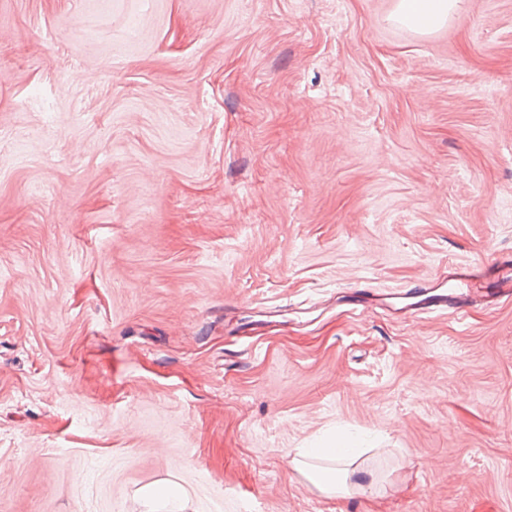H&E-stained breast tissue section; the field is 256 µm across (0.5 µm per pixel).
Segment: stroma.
Masks as SVG:
<instances>
[{
    "instance_id": "stroma-1",
    "label": "stroma",
    "mask_w": 512,
    "mask_h": 512,
    "mask_svg": "<svg viewBox=\"0 0 512 512\" xmlns=\"http://www.w3.org/2000/svg\"><path fill=\"white\" fill-rule=\"evenodd\" d=\"M0 0V512H512V0ZM355 440L326 497L289 454ZM463 0H397L391 19L428 35L454 18ZM145 506L148 512L169 509L167 512H185L186 503L182 490L174 483L168 481L157 482L148 486L143 493Z\"/></svg>"
}]
</instances>
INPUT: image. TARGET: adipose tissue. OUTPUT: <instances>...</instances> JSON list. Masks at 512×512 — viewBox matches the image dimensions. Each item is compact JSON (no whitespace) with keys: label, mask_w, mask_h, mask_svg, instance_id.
<instances>
[{"label":"adipose tissue","mask_w":512,"mask_h":512,"mask_svg":"<svg viewBox=\"0 0 512 512\" xmlns=\"http://www.w3.org/2000/svg\"><path fill=\"white\" fill-rule=\"evenodd\" d=\"M463 0H396L393 21L428 35L454 18ZM355 456L351 446L323 444L300 448L290 459L291 467L303 475L320 494L344 495L349 491L347 463Z\"/></svg>","instance_id":"ef3b65f1"}]
</instances>
